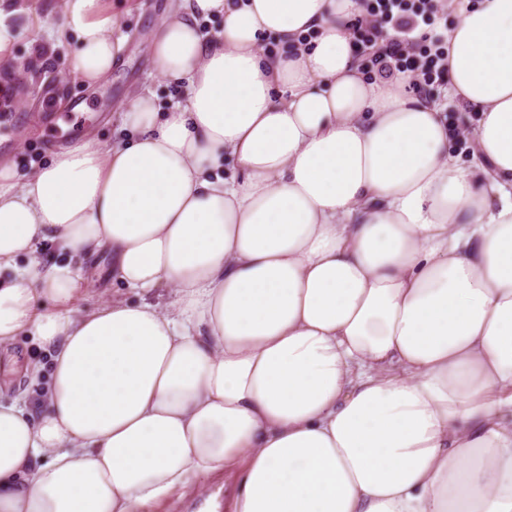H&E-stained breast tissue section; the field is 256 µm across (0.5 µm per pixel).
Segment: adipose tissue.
<instances>
[{
  "instance_id": "adipose-tissue-1",
  "label": "adipose tissue",
  "mask_w": 512,
  "mask_h": 512,
  "mask_svg": "<svg viewBox=\"0 0 512 512\" xmlns=\"http://www.w3.org/2000/svg\"><path fill=\"white\" fill-rule=\"evenodd\" d=\"M359 13L173 0L151 53L184 100L140 90L126 140L32 175L0 161V343L53 354L36 413L0 403V512H147L217 472L229 512H512V0L448 30L470 134L365 78ZM114 24L101 0L44 22L90 85ZM46 238L172 299L73 313L70 267L16 265Z\"/></svg>"
}]
</instances>
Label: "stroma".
Wrapping results in <instances>:
<instances>
[{
  "label": "stroma",
  "mask_w": 512,
  "mask_h": 512,
  "mask_svg": "<svg viewBox=\"0 0 512 512\" xmlns=\"http://www.w3.org/2000/svg\"><path fill=\"white\" fill-rule=\"evenodd\" d=\"M169 4L170 0H104L105 7L113 8L118 16L114 34L124 44L119 65L89 86L65 67L78 48L76 38L59 42L37 26L46 12L61 7L62 0H21V12L7 19L14 30L10 51L15 65L8 72L11 83L4 89L9 118L0 122V159L35 173L48 164L50 150L70 147L85 138L110 139L125 102L135 92L153 89L164 105L182 98V86L151 71V38ZM72 100L82 101V111H69ZM111 268L112 256L105 250L91 259L75 261V313L91 311L114 297L131 298V291L113 283ZM51 361V352L32 334L23 333L1 344L0 401L33 409L38 388L25 371L36 365L49 368ZM230 494L231 486L223 475L214 474L202 478L196 492L161 501L151 512H199L209 498L215 499L217 512H227Z\"/></svg>",
  "instance_id": "stroma-1"
}]
</instances>
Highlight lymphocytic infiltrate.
Instances as JSON below:
<instances>
[{"label": "lymphocytic infiltrate", "mask_w": 512, "mask_h": 512, "mask_svg": "<svg viewBox=\"0 0 512 512\" xmlns=\"http://www.w3.org/2000/svg\"><path fill=\"white\" fill-rule=\"evenodd\" d=\"M363 7L351 30L371 73L410 76L422 92L447 79L448 41L429 31L440 0H363Z\"/></svg>", "instance_id": "1"}]
</instances>
